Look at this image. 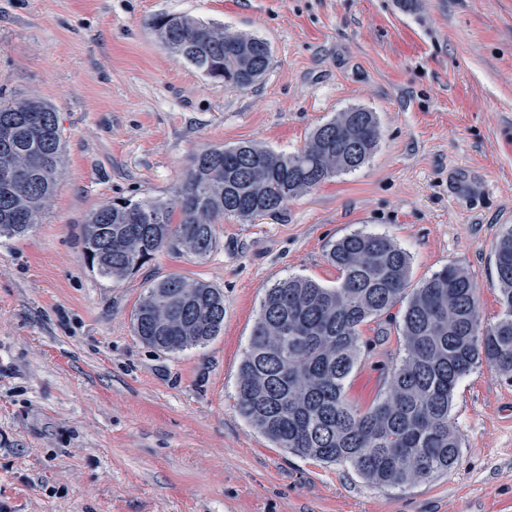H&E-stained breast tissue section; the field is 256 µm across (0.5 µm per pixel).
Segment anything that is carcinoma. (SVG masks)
Segmentation results:
<instances>
[{
  "instance_id": "1",
  "label": "carcinoma",
  "mask_w": 512,
  "mask_h": 512,
  "mask_svg": "<svg viewBox=\"0 0 512 512\" xmlns=\"http://www.w3.org/2000/svg\"><path fill=\"white\" fill-rule=\"evenodd\" d=\"M152 25L164 49L227 86H252L270 66V48L260 38L186 15H160ZM379 139L375 113L351 108L291 153L250 142L206 148L171 198L125 199L91 212L83 223L87 259L114 281L163 249L202 259L224 216L251 220L278 212L360 169ZM64 154L52 105L0 94V168L26 175L9 190L0 184V238L33 228ZM327 260L338 271L332 287L292 276L266 290L239 369L238 412L276 447L348 464L376 486L404 487L447 471L460 460L450 415L459 382L484 363L512 381V227L495 247L504 311L490 327L476 285L456 264L412 289L410 255L386 236L363 231L333 243ZM402 301L404 356L391 368L383 396L361 411L345 394L361 352L360 326ZM223 326L224 294L180 275L156 282L134 314L137 336L167 352L204 345Z\"/></svg>"
}]
</instances>
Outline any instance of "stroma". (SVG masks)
<instances>
[{"mask_svg": "<svg viewBox=\"0 0 512 512\" xmlns=\"http://www.w3.org/2000/svg\"><path fill=\"white\" fill-rule=\"evenodd\" d=\"M160 14L264 39L272 66L245 89L211 80L163 49ZM0 91L52 104L65 143L38 223L0 238V512H512V383L488 366L454 392L458 464L406 487L277 448L235 405L266 289L334 285L327 252L357 231L409 252L416 284L459 264L496 322L512 0H0ZM356 107L380 128L359 170L278 213L225 217L206 258L162 250L118 282L89 267L82 222L100 205L170 198L214 145L295 151ZM173 274L223 290L224 326L168 353L133 319ZM361 336L346 395L365 409L404 346L386 316Z\"/></svg>", "mask_w": 512, "mask_h": 512, "instance_id": "stroma-1", "label": "stroma"}]
</instances>
